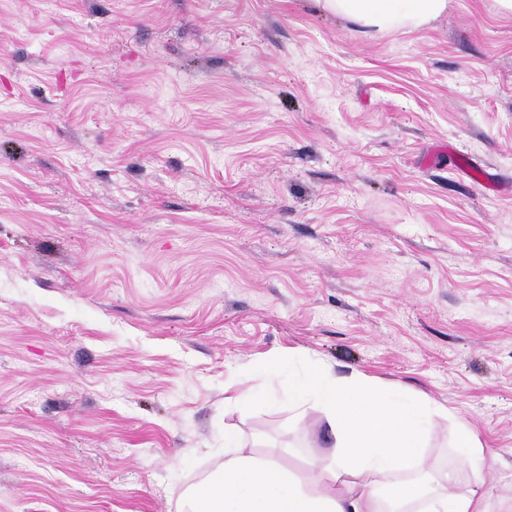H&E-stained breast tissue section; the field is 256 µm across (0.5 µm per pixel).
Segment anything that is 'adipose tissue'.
Masks as SVG:
<instances>
[{
    "label": "adipose tissue",
    "mask_w": 512,
    "mask_h": 512,
    "mask_svg": "<svg viewBox=\"0 0 512 512\" xmlns=\"http://www.w3.org/2000/svg\"><path fill=\"white\" fill-rule=\"evenodd\" d=\"M314 2L372 35L425 27L448 9V0ZM288 358L287 369L252 368L259 393H232L224 403L245 409L259 399L298 417L318 410L331 440L320 462L301 473L281 453L248 448L225 431L223 464L186 491L182 512H484L479 488H460L454 471L421 468L440 406L361 372L336 376L295 351Z\"/></svg>",
    "instance_id": "obj_1"
}]
</instances>
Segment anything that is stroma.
Returning a JSON list of instances; mask_svg holds the SVG:
<instances>
[{
	"instance_id": "obj_1",
	"label": "stroma",
	"mask_w": 512,
	"mask_h": 512,
	"mask_svg": "<svg viewBox=\"0 0 512 512\" xmlns=\"http://www.w3.org/2000/svg\"><path fill=\"white\" fill-rule=\"evenodd\" d=\"M292 348L512 501V16L0 0V512H177L228 428L305 469L319 411L224 404ZM322 13L353 22L364 32L419 29L448 10V0H311ZM457 437V447L460 449L462 461L477 467L485 452L477 433L470 426L462 423L457 428Z\"/></svg>"
}]
</instances>
